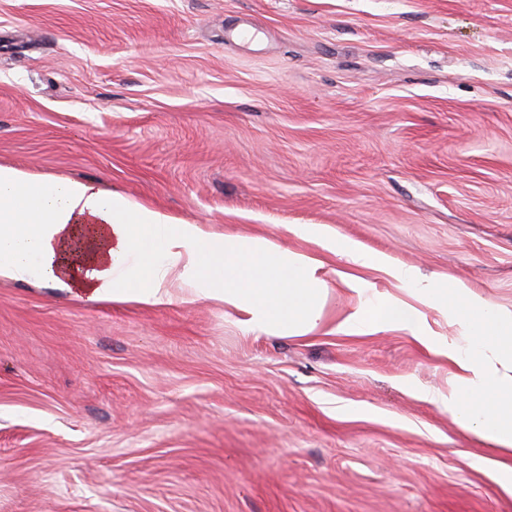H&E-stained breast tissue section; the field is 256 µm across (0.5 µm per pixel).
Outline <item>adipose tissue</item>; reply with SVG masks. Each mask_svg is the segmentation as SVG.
<instances>
[{
  "instance_id": "adipose-tissue-1",
  "label": "adipose tissue",
  "mask_w": 512,
  "mask_h": 512,
  "mask_svg": "<svg viewBox=\"0 0 512 512\" xmlns=\"http://www.w3.org/2000/svg\"><path fill=\"white\" fill-rule=\"evenodd\" d=\"M322 262L182 224L92 181L35 179L0 165V277L39 282L90 300L154 304L170 298L179 271L193 270L207 298L247 310L299 336L323 320ZM425 305H470L471 351L449 350L457 371L448 407L459 426L512 453V319L456 285L428 288ZM361 328L399 326L435 343L416 309L396 300L358 313Z\"/></svg>"
}]
</instances>
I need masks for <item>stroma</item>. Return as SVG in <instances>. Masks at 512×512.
<instances>
[{
	"instance_id": "35a3bbf8",
	"label": "stroma",
	"mask_w": 512,
	"mask_h": 512,
	"mask_svg": "<svg viewBox=\"0 0 512 512\" xmlns=\"http://www.w3.org/2000/svg\"><path fill=\"white\" fill-rule=\"evenodd\" d=\"M2 164L316 257L327 293L291 336L188 283L0 278V512H512V455L446 404L464 310L388 273L512 316V0H0ZM384 299L437 351L357 330Z\"/></svg>"
}]
</instances>
